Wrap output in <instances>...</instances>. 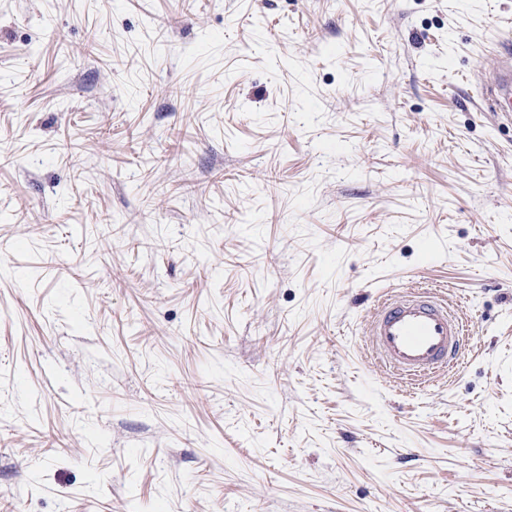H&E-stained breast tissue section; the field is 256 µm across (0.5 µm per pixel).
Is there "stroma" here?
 Here are the masks:
<instances>
[{
  "label": "stroma",
  "mask_w": 512,
  "mask_h": 512,
  "mask_svg": "<svg viewBox=\"0 0 512 512\" xmlns=\"http://www.w3.org/2000/svg\"><path fill=\"white\" fill-rule=\"evenodd\" d=\"M512 0H0V512H512ZM435 293L446 372L373 356ZM497 38L494 65L484 74L485 93L493 112H512L511 29L497 31ZM368 329L373 351L407 379L444 371L463 334L445 300L413 292L384 299Z\"/></svg>",
  "instance_id": "obj_1"
}]
</instances>
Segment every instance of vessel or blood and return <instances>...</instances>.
I'll list each match as a JSON object with an SVG mask.
<instances>
[{"mask_svg":"<svg viewBox=\"0 0 512 512\" xmlns=\"http://www.w3.org/2000/svg\"><path fill=\"white\" fill-rule=\"evenodd\" d=\"M484 88L495 112H512V31L499 30ZM459 318L436 296L407 293L384 299L369 322L373 351L398 375L412 379L443 371L456 358Z\"/></svg>","mask_w":512,"mask_h":512,"instance_id":"1","label":"vessel or blood"}]
</instances>
